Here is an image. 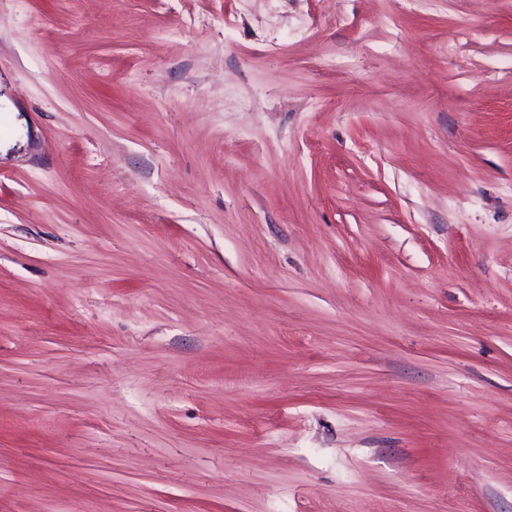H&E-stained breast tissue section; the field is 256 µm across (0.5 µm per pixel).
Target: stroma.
<instances>
[{"mask_svg": "<svg viewBox=\"0 0 512 512\" xmlns=\"http://www.w3.org/2000/svg\"><path fill=\"white\" fill-rule=\"evenodd\" d=\"M0 512H512V0H0Z\"/></svg>", "mask_w": 512, "mask_h": 512, "instance_id": "35a3bbf8", "label": "stroma"}]
</instances>
